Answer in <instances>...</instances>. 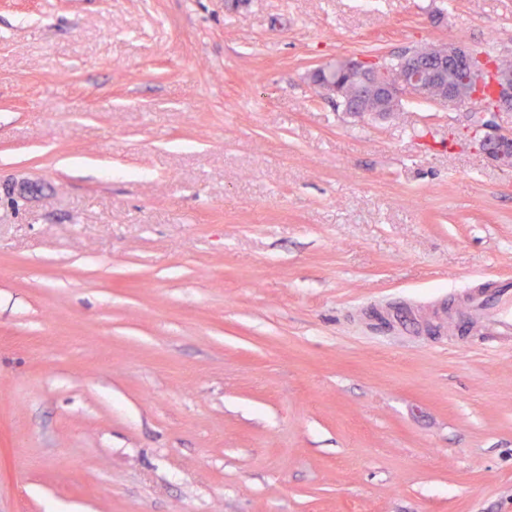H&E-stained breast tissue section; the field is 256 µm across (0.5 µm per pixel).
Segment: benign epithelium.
Returning <instances> with one entry per match:
<instances>
[{
  "instance_id": "1",
  "label": "benign epithelium",
  "mask_w": 512,
  "mask_h": 512,
  "mask_svg": "<svg viewBox=\"0 0 512 512\" xmlns=\"http://www.w3.org/2000/svg\"><path fill=\"white\" fill-rule=\"evenodd\" d=\"M448 64L455 72L474 81L471 98L483 102L490 112L512 111V76L497 71L496 64L486 55L477 52L464 42L430 44L404 62L403 79L390 82L381 60H361L346 57L339 67L351 80L362 81L371 93L384 103H397L410 98L428 97L437 105L462 101L457 87L442 83L440 65ZM492 75V92L485 96L482 79ZM479 146L505 166L512 164V131L488 133L478 139Z\"/></svg>"
}]
</instances>
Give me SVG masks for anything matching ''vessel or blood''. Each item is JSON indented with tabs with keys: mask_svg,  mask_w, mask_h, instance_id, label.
I'll use <instances>...</instances> for the list:
<instances>
[{
	"mask_svg": "<svg viewBox=\"0 0 512 512\" xmlns=\"http://www.w3.org/2000/svg\"><path fill=\"white\" fill-rule=\"evenodd\" d=\"M393 320L409 336L417 334L423 323L443 324L451 320L485 341L508 348L512 346V287H491L478 282L463 293L455 308L440 302L426 313L418 304L411 303L399 309Z\"/></svg>",
	"mask_w": 512,
	"mask_h": 512,
	"instance_id": "vessel-or-blood-1",
	"label": "vessel or blood"
}]
</instances>
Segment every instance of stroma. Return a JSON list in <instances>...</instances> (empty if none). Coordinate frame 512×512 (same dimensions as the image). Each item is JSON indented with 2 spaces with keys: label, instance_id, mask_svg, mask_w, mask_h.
<instances>
[{
  "label": "stroma",
  "instance_id": "35a3bbf8",
  "mask_svg": "<svg viewBox=\"0 0 512 512\" xmlns=\"http://www.w3.org/2000/svg\"><path fill=\"white\" fill-rule=\"evenodd\" d=\"M450 40L512 0H0V512H512V349L373 317L512 281V111L310 82ZM479 146L505 166L512 164V131L484 134L478 139Z\"/></svg>",
  "mask_w": 512,
  "mask_h": 512
}]
</instances>
